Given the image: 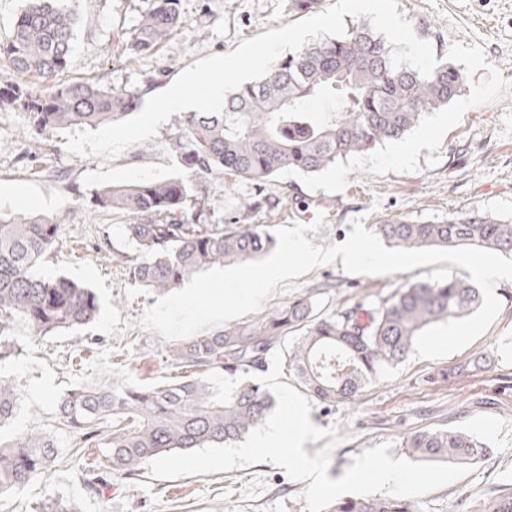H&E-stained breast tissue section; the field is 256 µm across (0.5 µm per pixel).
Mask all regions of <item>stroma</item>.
Returning a JSON list of instances; mask_svg holds the SVG:
<instances>
[{
  "instance_id": "obj_1",
  "label": "stroma",
  "mask_w": 512,
  "mask_h": 512,
  "mask_svg": "<svg viewBox=\"0 0 512 512\" xmlns=\"http://www.w3.org/2000/svg\"><path fill=\"white\" fill-rule=\"evenodd\" d=\"M64 5L79 18L68 78L136 89L145 98L168 88L197 60L233 51L242 40L298 19L288 0H182L185 23L176 34L154 54L131 57L121 41L135 28L143 0H65ZM398 10L417 37L430 42L438 62L462 72L461 91L410 131L420 145L408 160L393 159L395 144L386 141L310 177L283 172L270 188L281 199L278 208L247 213V223L289 227L314 201L331 200L335 211L318 232L307 235L314 245L327 247L344 242L358 218L369 225L393 215L440 223L461 209L512 222V0H399ZM179 120L172 115L157 137L111 161L67 153L65 137L54 133L45 165L23 157L30 140L23 114L0 109V211H19L6 194L10 188L33 199V213L67 211L69 221L40 272L85 284L100 305L97 319L78 330L37 336L22 318L9 325L14 354L0 370L14 377L20 400L0 435L46 434L58 456L31 485L1 496L0 512H39L49 497L66 500L79 512H306L305 500L298 497L306 482L292 480L268 462L172 480L144 474L102 496L91 495L79 474L98 462L104 449L77 447L76 436L56 421L59 398L74 387L150 385L179 374L169 358L172 342L138 324L145 308L156 304L157 293L135 283L127 266L112 258L136 251L125 234L128 216L91 205L104 186L174 173L169 139ZM198 194L206 200L203 223L220 224L247 198L248 189L228 191L213 180ZM467 275L447 262L391 275H350L338 260L280 283L263 309L306 296L327 313L372 302L416 281ZM495 293L500 313L464 349L435 360L406 357L383 369L354 404L326 409L313 403V424L339 428L341 441L330 448V478H340L355 456L380 443H390L389 454L396 459L406 454L401 443L408 434L454 429L486 443L489 452L465 478L420 497L423 512H448L463 497L481 510L512 491V388L503 384L504 377H512V281L499 283ZM464 362L473 369L457 376Z\"/></svg>"
}]
</instances>
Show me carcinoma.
<instances>
[{
  "mask_svg": "<svg viewBox=\"0 0 512 512\" xmlns=\"http://www.w3.org/2000/svg\"><path fill=\"white\" fill-rule=\"evenodd\" d=\"M63 0H24L10 36L0 40V69L18 80L0 86V107L24 112L35 133L26 156L43 159L42 145L60 129L115 122L140 106L138 93L104 88L91 79H66L78 17ZM182 24L181 0H146L139 24L125 40L134 56L154 53ZM393 46L364 23L342 37H326L293 52L262 78L226 95L224 115L185 112L169 140L179 172L165 178L112 184L98 190L93 205L120 211L137 255H112L129 266L134 281L169 293L194 273L214 265L251 262L275 239L268 224H243L230 212L223 224L202 223L205 200L192 195L212 179L224 188L250 185L247 209L279 204L269 186L283 171L317 174L348 156L397 140L423 116L448 106L463 84L462 73L444 62L432 74L391 66ZM52 88L36 93L29 79ZM314 102L336 104L323 116ZM65 218L57 213H0V363L13 351L4 329L23 318L37 336L75 330L99 314L94 291L66 278L37 273L59 240ZM373 231L395 248L473 246L512 256V223L456 211L437 224L403 216L382 218ZM468 281L451 277L419 281L369 304L342 305L320 313L298 298L263 317L211 333L190 336L171 349L182 370L175 381L153 385L76 387L57 403V420L84 441L99 429L109 434L104 469L81 470L86 489L98 496L118 481L140 474L152 459L245 438L274 407V399L251 375L263 371L290 334L299 339L284 357L305 390L319 402L351 403L380 372L407 356L426 326L462 317L479 304ZM212 369L228 377L249 375L227 405L210 402L204 380ZM19 394L0 372V425L16 412ZM412 456L474 462L487 454L478 439L460 430H427L404 440ZM57 456L43 433L0 438V495L19 491L43 475ZM329 512H421L419 502L381 497L338 498ZM448 512H512V492L483 511L459 499Z\"/></svg>",
  "mask_w": 512,
  "mask_h": 512,
  "instance_id": "carcinoma-1",
  "label": "carcinoma"
}]
</instances>
